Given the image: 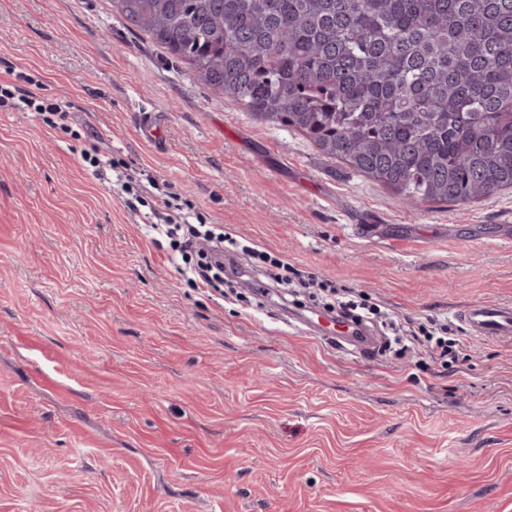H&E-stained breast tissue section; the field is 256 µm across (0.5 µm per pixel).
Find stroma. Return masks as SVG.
Returning <instances> with one entry per match:
<instances>
[{"instance_id": "35a3bbf8", "label": "stroma", "mask_w": 512, "mask_h": 512, "mask_svg": "<svg viewBox=\"0 0 512 512\" xmlns=\"http://www.w3.org/2000/svg\"><path fill=\"white\" fill-rule=\"evenodd\" d=\"M21 73L80 136L0 111V512H512V339L457 317L512 303V191L410 208L112 0H0V80ZM94 147L392 316L403 346L301 333L280 288L194 287ZM432 319L465 345L452 365L413 338ZM138 130L140 138L152 145H161L165 140V130L162 122L150 112L141 114Z\"/></svg>"}]
</instances>
